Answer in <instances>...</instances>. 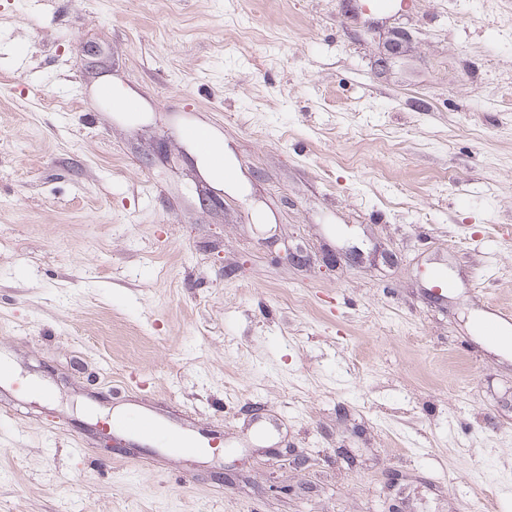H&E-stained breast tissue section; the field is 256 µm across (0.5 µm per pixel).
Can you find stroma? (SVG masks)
<instances>
[{
	"instance_id": "stroma-1",
	"label": "stroma",
	"mask_w": 512,
	"mask_h": 512,
	"mask_svg": "<svg viewBox=\"0 0 512 512\" xmlns=\"http://www.w3.org/2000/svg\"><path fill=\"white\" fill-rule=\"evenodd\" d=\"M365 2L0 0V512H512V0ZM108 425L111 430L139 434L146 438H155L157 433H165L168 435L173 447L178 446L182 442L183 437H185V431L188 428L185 422H176L167 428H163L154 417L145 414L131 421L121 417H113L108 422Z\"/></svg>"
}]
</instances>
